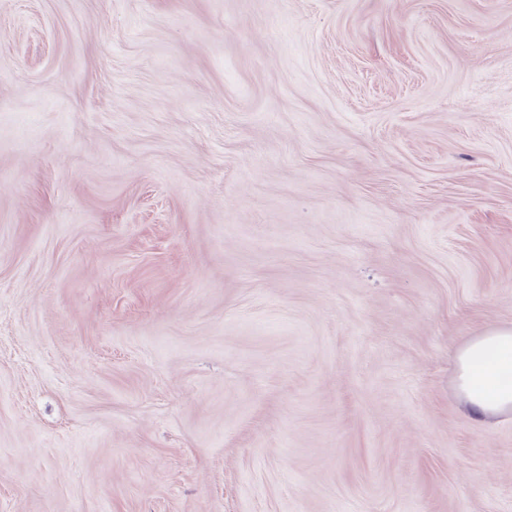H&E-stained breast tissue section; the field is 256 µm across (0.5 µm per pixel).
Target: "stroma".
Segmentation results:
<instances>
[{"mask_svg": "<svg viewBox=\"0 0 512 512\" xmlns=\"http://www.w3.org/2000/svg\"><path fill=\"white\" fill-rule=\"evenodd\" d=\"M512 0H0V512H512ZM457 384L465 411L489 421L512 412V327L493 329L467 342L456 355Z\"/></svg>", "mask_w": 512, "mask_h": 512, "instance_id": "1", "label": "stroma"}]
</instances>
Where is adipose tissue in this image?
Segmentation results:
<instances>
[{
    "mask_svg": "<svg viewBox=\"0 0 512 512\" xmlns=\"http://www.w3.org/2000/svg\"><path fill=\"white\" fill-rule=\"evenodd\" d=\"M457 384L465 411L484 421L512 412V327L491 330L467 342L456 355Z\"/></svg>",
    "mask_w": 512,
    "mask_h": 512,
    "instance_id": "ef3b65f1",
    "label": "adipose tissue"
}]
</instances>
